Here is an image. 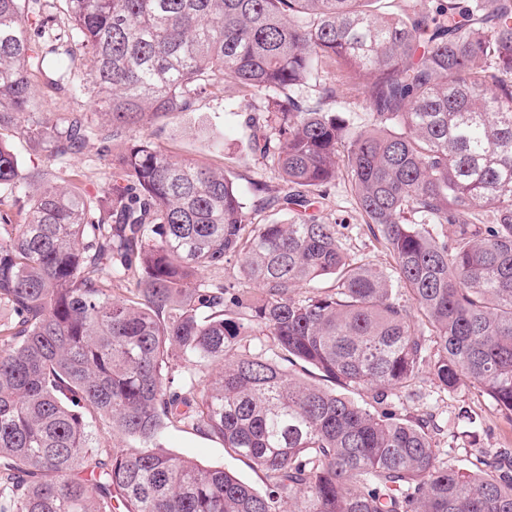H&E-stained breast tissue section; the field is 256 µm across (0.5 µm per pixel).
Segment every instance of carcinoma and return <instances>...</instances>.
<instances>
[{
  "instance_id": "carcinoma-1",
  "label": "carcinoma",
  "mask_w": 512,
  "mask_h": 512,
  "mask_svg": "<svg viewBox=\"0 0 512 512\" xmlns=\"http://www.w3.org/2000/svg\"><path fill=\"white\" fill-rule=\"evenodd\" d=\"M50 2L0 0V128L41 111L39 74L90 89L103 123L25 133L114 167L101 208L0 141V194L40 184L0 200V512H512L511 448L450 467L392 404L427 371L512 413V0H65L44 52ZM227 79L286 219L141 132ZM353 90L365 125L333 108ZM343 173L387 274L318 214ZM177 425L266 490L162 447Z\"/></svg>"
}]
</instances>
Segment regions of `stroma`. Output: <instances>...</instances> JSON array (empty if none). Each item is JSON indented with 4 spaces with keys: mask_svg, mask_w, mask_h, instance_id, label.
<instances>
[{
    "mask_svg": "<svg viewBox=\"0 0 512 512\" xmlns=\"http://www.w3.org/2000/svg\"><path fill=\"white\" fill-rule=\"evenodd\" d=\"M239 101L237 86L233 81H226L221 92L199 99L192 110L171 113L153 125L155 140L175 158L226 168L240 187H247L256 180L276 185L275 174L264 169L247 147L246 113L239 109ZM93 110L92 93L76 98H60L49 93L41 112L21 115L16 127L0 131V140L16 153L22 173H29L37 166L54 171L61 179H79L91 198L100 200L112 182V154L100 141H89L80 153L68 156L60 166L54 160L48 141L22 132L23 127L38 122H59L68 112L90 113ZM322 216L327 223L335 225L341 243L350 254L382 271H389L390 258L356 211L346 177L337 178L330 189ZM419 390L418 398L395 399V409L404 415H436L444 427L440 445L449 451L448 464L466 468L478 452L492 454L501 448H512V421L478 390L463 386L447 393L427 373L422 376ZM162 443L171 452L201 465L233 470L257 490L266 488L259 470L230 457L219 442L189 428H168Z\"/></svg>",
    "mask_w": 512,
    "mask_h": 512,
    "instance_id": "stroma-1",
    "label": "stroma"
}]
</instances>
